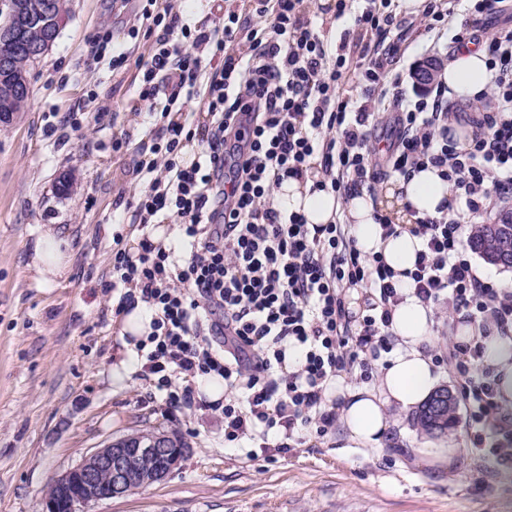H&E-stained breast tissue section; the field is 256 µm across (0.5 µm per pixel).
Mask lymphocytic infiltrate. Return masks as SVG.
<instances>
[{"label":"lymphocytic infiltrate","instance_id":"lymphocytic-infiltrate-1","mask_svg":"<svg viewBox=\"0 0 512 512\" xmlns=\"http://www.w3.org/2000/svg\"><path fill=\"white\" fill-rule=\"evenodd\" d=\"M365 2L356 12L351 0H336V18L353 14L367 39L356 51L348 37L326 39L310 0H244L241 12L196 27L144 0L130 28L134 37L143 29L156 36L138 64L137 94L155 136L132 166L146 182L133 218L145 232L137 253L113 247L110 286L121 292L117 312L139 300L154 313L137 352L142 377L169 408L191 405L196 376L223 378L224 399L212 409L228 442L285 455L308 434L327 435L336 424L323 397L327 379L356 369L371 381L395 347L394 271L381 254L361 256L349 225L279 210L272 192L283 180L314 171V189L346 198L432 166L473 217L512 203V20L483 44L490 111L461 113L442 81L425 97L406 95L397 64L409 27L394 0ZM503 2L425 0L422 21L429 31L454 28L462 45L475 40L482 18L503 13ZM354 68L364 81L357 94L347 87ZM195 100L205 114L196 127L184 116ZM383 112L397 135L382 150L370 138ZM452 118L474 127L467 144L451 133ZM194 139L202 151L184 163L181 151ZM167 219L178 225L173 245L146 232ZM409 230L424 242L408 273L423 304L485 331L512 326V290L477 274L457 217L420 216ZM351 288L365 291L359 307L346 299ZM292 345L304 352L293 372L285 365ZM481 358L478 345L435 353L463 381L473 449L511 467L512 419Z\"/></svg>","mask_w":512,"mask_h":512}]
</instances>
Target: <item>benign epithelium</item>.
<instances>
[{
  "label": "benign epithelium",
  "instance_id": "7a95c632",
  "mask_svg": "<svg viewBox=\"0 0 512 512\" xmlns=\"http://www.w3.org/2000/svg\"><path fill=\"white\" fill-rule=\"evenodd\" d=\"M43 15L52 18L53 26L44 42L34 47L31 57L38 62L52 48L57 35L67 23V16L57 12L55 0H44ZM437 65L432 60L419 64L413 71L415 86L427 91L435 82ZM140 448L130 438L111 441L95 450L82 462L66 471L52 482V485L65 493H75L73 509L93 501L123 497L129 494L132 481L141 479L147 484L160 482L166 478L170 470L166 469L151 476L138 475L134 469V459ZM108 476V482H101L102 476Z\"/></svg>",
  "mask_w": 512,
  "mask_h": 512
}]
</instances>
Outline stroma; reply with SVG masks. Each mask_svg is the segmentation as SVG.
Masks as SVG:
<instances>
[{"label":"stroma","mask_w":512,"mask_h":512,"mask_svg":"<svg viewBox=\"0 0 512 512\" xmlns=\"http://www.w3.org/2000/svg\"><path fill=\"white\" fill-rule=\"evenodd\" d=\"M49 53L30 72L27 108L0 128V512H45L53 480L110 441L138 430L180 431L188 448L163 481L100 500L80 512H512V467L468 453L471 431L458 406L444 445L462 449L452 473L418 466L425 440L412 415L392 450L346 447L340 429L309 436L288 455L248 459L224 441L219 413L195 404L169 412L138 373L122 385L116 298L106 289L114 236L139 233L129 207L142 188L129 175L151 125L135 110L134 78L150 38H130L136 0H69ZM111 32L129 51L125 68L93 58ZM451 51L432 35L408 34L399 66L405 90L422 60ZM83 127L49 137L69 113ZM130 135L127 151L112 136ZM58 225L70 264L56 284L39 281L30 258L43 225Z\"/></svg>","instance_id":"obj_1"}]
</instances>
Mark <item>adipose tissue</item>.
Wrapping results in <instances>:
<instances>
[{"instance_id":"ef3b65f1","label":"adipose tissue","mask_w":512,"mask_h":512,"mask_svg":"<svg viewBox=\"0 0 512 512\" xmlns=\"http://www.w3.org/2000/svg\"><path fill=\"white\" fill-rule=\"evenodd\" d=\"M440 78L447 83L451 94L462 100L486 91L490 72L483 48L472 46L454 52L443 65ZM397 185L401 199L388 201L383 211L394 222L402 224L403 230L388 238L374 218V204L368 193L344 201L334 194L313 189L308 179L284 180L275 192L279 209L302 213L311 224L334 222L338 212H346L362 257L381 253L386 264L398 273L397 286L402 300L391 313L390 331L396 347L388 365L380 368L371 385H354L342 373L325 384L326 399L336 404L337 421L344 437L357 448L381 450L392 444L397 418L422 404L441 380V371L427 349L434 313L415 296L412 282L406 276L407 270L413 269L423 242L407 231L405 225L413 216L437 214L439 206L445 202L452 203L455 211H464L466 202L454 196L448 182L433 168L398 179ZM68 265L69 254L63 239L53 227H46L32 257L34 270L43 283L50 284L65 275ZM151 320V311L140 301L131 311L123 312L119 336L125 357L113 367V380L125 379L130 359L136 354L135 342L148 336ZM454 340L467 344L481 342L483 362L495 375L497 401L503 409L512 408V336L496 329L482 336L471 325L460 324Z\"/></svg>"}]
</instances>
